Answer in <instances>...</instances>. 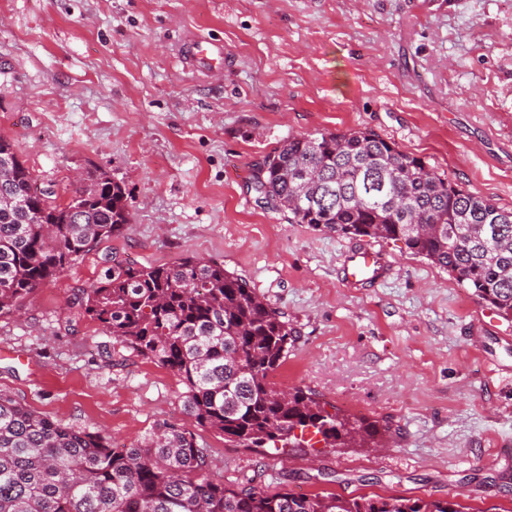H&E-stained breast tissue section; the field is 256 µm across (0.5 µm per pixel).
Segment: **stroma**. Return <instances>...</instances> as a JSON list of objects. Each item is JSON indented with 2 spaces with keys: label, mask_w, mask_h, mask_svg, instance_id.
Segmentation results:
<instances>
[{
  "label": "stroma",
  "mask_w": 512,
  "mask_h": 512,
  "mask_svg": "<svg viewBox=\"0 0 512 512\" xmlns=\"http://www.w3.org/2000/svg\"><path fill=\"white\" fill-rule=\"evenodd\" d=\"M191 35L223 42V75L190 67ZM359 130L512 209V0H0V136L60 199L107 173L131 219L0 319V391L125 446L178 425L231 487L512 512V320L398 241L377 243L383 282L347 287L356 240L250 188L288 136ZM112 253L223 262L298 332L273 385L377 422L386 445L279 455L199 426L172 370L69 307Z\"/></svg>",
  "instance_id": "obj_1"
}]
</instances>
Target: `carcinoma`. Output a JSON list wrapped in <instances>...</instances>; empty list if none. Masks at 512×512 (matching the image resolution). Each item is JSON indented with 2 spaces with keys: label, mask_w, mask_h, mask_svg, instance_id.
Segmentation results:
<instances>
[{
  "label": "carcinoma",
  "mask_w": 512,
  "mask_h": 512,
  "mask_svg": "<svg viewBox=\"0 0 512 512\" xmlns=\"http://www.w3.org/2000/svg\"><path fill=\"white\" fill-rule=\"evenodd\" d=\"M0 318L129 224L122 188L104 172L66 201L38 187L0 137ZM253 191L292 224L400 241L512 318V209L465 191L371 131L293 135L253 171ZM104 279L69 305L117 342L177 372L184 409L235 448L301 446L312 427L327 448H373L380 431L330 413L270 376L297 331L224 263L183 257L138 266L115 256ZM206 449L164 423L116 448L0 392V512H463L455 500L400 495H296L229 487L208 476Z\"/></svg>",
  "instance_id": "obj_1"
}]
</instances>
